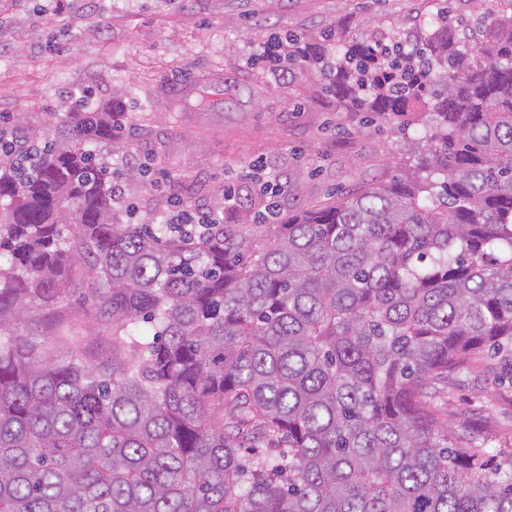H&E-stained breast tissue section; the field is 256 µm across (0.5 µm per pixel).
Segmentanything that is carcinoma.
<instances>
[{
  "label": "carcinoma",
  "mask_w": 512,
  "mask_h": 512,
  "mask_svg": "<svg viewBox=\"0 0 512 512\" xmlns=\"http://www.w3.org/2000/svg\"><path fill=\"white\" fill-rule=\"evenodd\" d=\"M442 5L309 57L355 112L430 117L406 175L280 222L135 221L91 97L0 152V512H512V448L464 441L432 394L512 367V14ZM81 274L112 357L18 333Z\"/></svg>",
  "instance_id": "carcinoma-1"
}]
</instances>
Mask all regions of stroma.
<instances>
[{
  "instance_id": "stroma-1",
  "label": "stroma",
  "mask_w": 512,
  "mask_h": 512,
  "mask_svg": "<svg viewBox=\"0 0 512 512\" xmlns=\"http://www.w3.org/2000/svg\"><path fill=\"white\" fill-rule=\"evenodd\" d=\"M429 13L430 0H0V125L21 141L45 137L73 89L87 88L125 112L130 164L168 153L136 194L141 213L183 200L231 224L267 181L281 214L318 208L401 176L426 116L407 113L401 137L395 122L340 105L315 71L284 79L254 52L273 33L319 44L329 27L349 44L412 39ZM201 74L213 77L206 105L191 95L174 108L162 96ZM92 294L83 278L59 303H33L20 334L57 360L108 354ZM435 402L461 438L512 447V375L496 359L450 376Z\"/></svg>"
}]
</instances>
